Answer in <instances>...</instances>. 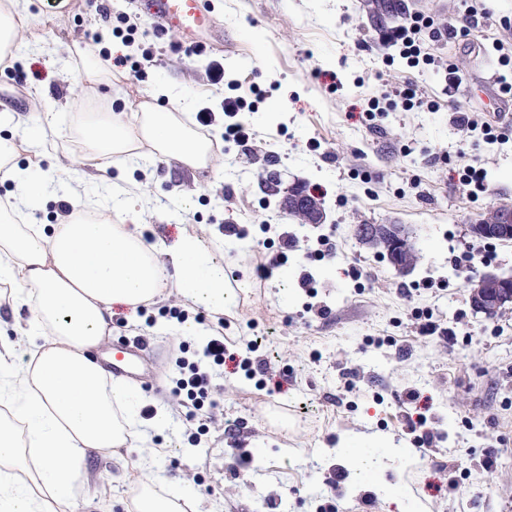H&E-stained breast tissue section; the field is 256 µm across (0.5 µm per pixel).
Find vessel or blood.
Here are the masks:
<instances>
[{
  "mask_svg": "<svg viewBox=\"0 0 512 512\" xmlns=\"http://www.w3.org/2000/svg\"><path fill=\"white\" fill-rule=\"evenodd\" d=\"M143 7L149 19L159 28L175 33L191 44L205 45V35L216 26L205 0H144ZM148 347L133 339L110 352L108 369L113 376L126 379L134 385L152 383L156 369L146 360Z\"/></svg>",
  "mask_w": 512,
  "mask_h": 512,
  "instance_id": "b4317fda",
  "label": "vessel or blood"
}]
</instances>
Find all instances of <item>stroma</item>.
I'll use <instances>...</instances> for the list:
<instances>
[{
  "label": "stroma",
  "instance_id": "stroma-1",
  "mask_svg": "<svg viewBox=\"0 0 512 512\" xmlns=\"http://www.w3.org/2000/svg\"><path fill=\"white\" fill-rule=\"evenodd\" d=\"M28 0V36L16 53L13 77H0V113L14 115L17 128L33 123L30 95L47 92L48 119L59 129L58 150L43 168L56 189L75 178L77 150L71 131L73 81L60 74L82 55L86 36L109 38L113 54L126 53L112 38V17L137 24L141 44H154V75L136 83L120 68L103 90L113 110L133 121L139 103L160 85L188 90L193 107H218L227 87L207 77V59L171 50L155 40L138 0ZM218 31L213 56L223 59L238 93L251 97L244 113L252 138L247 147L225 146L215 127L211 167L188 173L167 159L149 167L112 172L113 181H137L153 208L134 201L125 223L152 244H170L185 225H204L224 249V270L236 273L243 290L225 331L230 350L248 341L271 367L288 378L283 391L266 393L243 373H225L219 420L200 446L187 440L188 425L175 417L152 436L168 451L149 471L170 486L191 484L204 512H264L268 496L280 497V512H314L320 499H335L338 512H402L383 488L402 486L429 512H512V310L495 318L477 313L468 298L470 279L490 272L512 276V242L493 243L490 258L469 266L459 255L475 244L466 229L492 203L512 200V141L465 145L449 120L452 108L484 112L489 90L503 69L494 39H512V0H491V18L468 42L441 50L456 64L462 82L445 90L433 69L412 70L379 40L382 28L363 0H206ZM414 77L436 96L437 110L396 109L369 122V100L382 85ZM485 160V190L471 197L456 170L460 153ZM273 170L285 182L315 192L327 211L320 227L294 224L277 197L262 189L260 176ZM194 190L193 205L177 221L160 218ZM399 223L423 254L410 273L399 274L353 235L354 224ZM224 224H241L250 234L221 236ZM263 224L278 225L294 239L282 273L256 279L252 260ZM311 275L314 290L301 288ZM153 327L124 308L121 336L148 329L163 352V377L177 343L197 346L183 336L181 323L160 313ZM419 390L428 408L427 425L437 435L433 447L411 442L409 427L418 415L406 398ZM287 417L293 433L272 425L268 412ZM358 434L413 457L406 464L376 453L338 459L341 436ZM238 443L244 467L224 454ZM126 469L112 458L92 454L83 469L90 478L79 489L74 512H125L128 476H141L142 451H125ZM344 479L328 484L332 468Z\"/></svg>",
  "mask_w": 512,
  "mask_h": 512
}]
</instances>
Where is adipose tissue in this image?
Returning <instances> with one entry per match:
<instances>
[{
  "mask_svg": "<svg viewBox=\"0 0 512 512\" xmlns=\"http://www.w3.org/2000/svg\"><path fill=\"white\" fill-rule=\"evenodd\" d=\"M80 134L86 149L68 187L76 209L42 226L19 223L18 208L47 195L41 163L53 141L38 125L0 137V180L13 184L16 199L0 207V283L8 287L0 303L29 312L0 335V512H57L93 450L138 440L147 458L160 456L140 433L135 410L150 397L113 380L91 356L112 338L114 307L134 311L174 297L220 316L236 305L223 251L201 225H186L176 241L157 247L116 221L125 202L140 197L137 183L113 184L108 204L83 199V183L107 181L110 168L133 160L168 157L192 172L208 167L212 143L185 122L181 98L167 106L143 102L132 128L115 113H89ZM23 345L29 359L18 365ZM62 449L66 472L57 461ZM194 500L188 485L130 484L134 512H183Z\"/></svg>",
  "mask_w": 512,
  "mask_h": 512,
  "instance_id": "adipose-tissue-1",
  "label": "adipose tissue"
}]
</instances>
